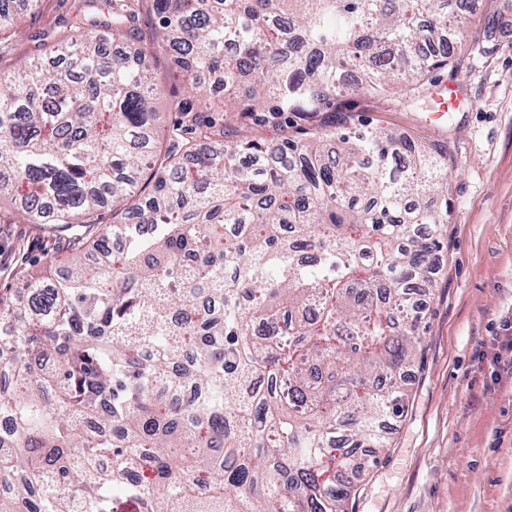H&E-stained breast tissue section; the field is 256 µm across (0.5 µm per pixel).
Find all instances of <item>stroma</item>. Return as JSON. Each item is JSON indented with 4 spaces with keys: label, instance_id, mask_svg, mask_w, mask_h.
<instances>
[{
    "label": "stroma",
    "instance_id": "35a3bbf8",
    "mask_svg": "<svg viewBox=\"0 0 512 512\" xmlns=\"http://www.w3.org/2000/svg\"><path fill=\"white\" fill-rule=\"evenodd\" d=\"M81 0H43L20 11L0 49V68L16 70L39 54V38L74 24ZM462 39L459 68L435 72L457 91L454 109L425 122L431 108H402L388 93L370 115L399 137L444 144L448 178L447 243L434 265L437 288L419 366L409 376L410 404L393 425L381 464L356 480L353 512H512V355L495 360L494 339L512 319V0H470L453 14ZM501 25L497 44L475 34ZM164 122L186 77L163 53L152 60ZM25 245L34 267L61 256L62 238L36 224L0 226V263Z\"/></svg>",
    "mask_w": 512,
    "mask_h": 512
}]
</instances>
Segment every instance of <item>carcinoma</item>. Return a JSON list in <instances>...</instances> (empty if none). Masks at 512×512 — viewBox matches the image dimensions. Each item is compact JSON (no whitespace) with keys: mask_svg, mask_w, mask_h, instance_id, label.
<instances>
[{"mask_svg":"<svg viewBox=\"0 0 512 512\" xmlns=\"http://www.w3.org/2000/svg\"><path fill=\"white\" fill-rule=\"evenodd\" d=\"M452 2L83 0L48 60L0 69V198L68 240L62 276L0 293V512H114L118 495L138 512H349L383 420L408 408L448 152L348 97L393 83L412 106L458 67ZM145 7L157 48L224 85L174 100L162 133ZM237 103L303 122L273 148L230 143L213 113Z\"/></svg>","mask_w":512,"mask_h":512,"instance_id":"carcinoma-1","label":"carcinoma"}]
</instances>
